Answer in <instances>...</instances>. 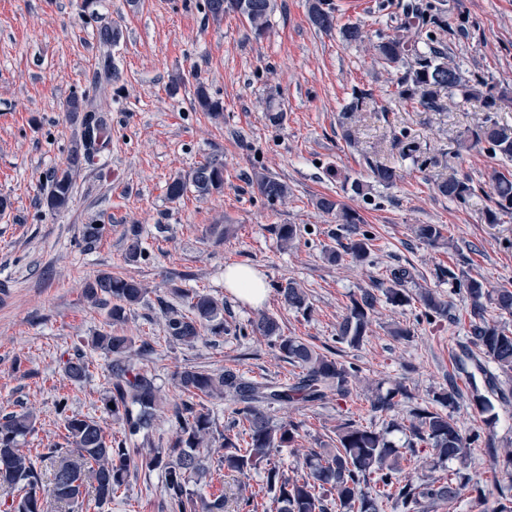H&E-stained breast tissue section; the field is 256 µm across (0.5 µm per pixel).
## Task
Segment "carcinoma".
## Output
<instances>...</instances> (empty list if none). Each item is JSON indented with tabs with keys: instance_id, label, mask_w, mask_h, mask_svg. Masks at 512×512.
Returning a JSON list of instances; mask_svg holds the SVG:
<instances>
[{
	"instance_id": "carcinoma-1",
	"label": "carcinoma",
	"mask_w": 512,
	"mask_h": 512,
	"mask_svg": "<svg viewBox=\"0 0 512 512\" xmlns=\"http://www.w3.org/2000/svg\"><path fill=\"white\" fill-rule=\"evenodd\" d=\"M206 14L219 20L227 13L240 15L257 36L263 35L268 19L275 9V0H205ZM311 25L321 31L336 29L332 12L323 8L322 0H314L308 7ZM405 33L395 34L380 41L375 50L378 57L390 67L407 64L409 56L415 64L406 71L399 84L401 99L417 104L425 110L441 108L439 92L448 91L466 99L482 98L487 109L496 106L497 98L492 89L481 91L485 83L463 78L459 68L448 62L445 49L435 45L430 28L439 26V17L427 12L423 5L411 7L406 13ZM339 35L347 44L363 40V29L357 23L339 28ZM368 94L361 91L353 95L345 106L344 119L353 120L354 113L367 106ZM107 97H91L85 93L71 96L66 102L67 115L79 121L81 134L67 156L65 167L55 168L47 178L44 205L50 212L69 208L74 193L73 175L95 158L112 138ZM194 105L214 116L224 111L222 101L209 95L204 83L196 81ZM491 145L492 151L512 158V130L501 127L491 118L470 132L459 142V148L469 150L482 143ZM374 182L383 187L396 183L394 168L385 165L370 167ZM260 194L270 203L288 197V185L270 175L256 176ZM438 191L454 200H463L472 193L466 178H450L437 184ZM200 196L224 190V160L217 155L199 163L185 175L172 178L166 188L169 198L175 200L188 191ZM493 207L486 212V219L495 223L501 213H512V176L497 173L492 179ZM316 208L332 215L340 230L346 232V242L340 248L326 249L328 260L337 262L348 256L356 263L369 256L368 238L360 236L357 225L362 217L342 200L324 195L317 198ZM274 232L282 249L294 247L299 236L295 224H278ZM417 237L435 245L442 238L437 224H420ZM126 260L136 262L142 256L141 228L132 224L126 232ZM412 278L410 271L399 269L392 273L391 285L384 294L393 304L408 300L403 285ZM285 306L308 312L311 310L308 295L295 280L278 286ZM465 293L470 305L469 346L457 360V374L448 376V386L434 394L432 401L439 408L416 405L409 409L410 440L401 452L385 435L367 426L353 422L343 423L337 429V445L333 451L314 452L309 461L307 475L290 480L279 467L271 465V458L282 448L294 444L298 425L272 418L273 407L291 409L324 402L331 396L345 397L350 393L358 369L335 358L316 351L297 337L280 334L278 320L261 314L252 321V333L271 338L289 363L301 369L296 381L288 383L257 382L246 378L236 368L206 371L185 367L173 374L174 387L184 399L170 405V421L176 435L168 447L152 449L141 454L129 447L132 438L147 430L152 419L166 405V397L156 378L150 372L135 369L130 357L135 340L116 332H100L91 337L92 350L104 356L111 387L101 398L104 409L123 422L125 438L115 439L106 435L93 417L66 414L67 403L57 404L64 415L66 445L49 448L38 455H31L20 448V440L35 427L31 412H11L0 416V485L16 488L21 492L17 505L9 512H49L47 499L51 498L67 506L79 504L83 495L85 472L89 471L95 482L98 506L112 500L126 482L130 468L158 469L164 478V491L178 512H224V495L206 497L200 489L191 487L193 477H202L207 470L205 451L218 442L224 447L221 464L229 471L245 474L265 468L266 494L276 505V512H377V499L386 496L401 505L403 512H424L438 509L458 498L468 487L471 478L461 476L441 480L429 476L416 486L402 475V461L416 453V443H424L441 462L456 460L468 465L471 454L469 438L462 433L444 409L455 404L460 395L457 375L475 379L482 376L486 390L500 401L512 400V389L503 387L499 376L512 377V333L489 322L486 317L487 303H492L500 314L512 316V290L501 288L493 292L484 282L469 279ZM147 288L133 277L100 273L84 288L85 299L93 306L108 307V319L113 325L127 320V311L140 303ZM420 301L429 316L448 318V303L429 289L419 293ZM190 311L185 314L169 305L162 308L165 331L171 343L194 345L200 338L201 328L209 326L214 335L224 333V303L207 293L193 292L188 295ZM376 297L368 290L352 297L347 312L339 323L336 336L341 343L358 347L367 336ZM478 348L499 370L495 374L474 356ZM66 377L76 383L89 376V362L83 351L78 350L65 364ZM409 398L406 387L396 385L384 395L376 396L372 410L388 412L401 400ZM227 399L236 405L237 415L233 426H243L248 436L246 447L241 449L231 436L217 431L215 422L202 400ZM485 453L493 467L509 478V483L499 486L496 506L492 512H512V448L503 450L490 441ZM54 462L52 486L48 491L41 488L40 463Z\"/></svg>"
}]
</instances>
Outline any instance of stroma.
Returning a JSON list of instances; mask_svg holds the SVG:
<instances>
[{
  "label": "stroma",
  "instance_id": "obj_1",
  "mask_svg": "<svg viewBox=\"0 0 512 512\" xmlns=\"http://www.w3.org/2000/svg\"><path fill=\"white\" fill-rule=\"evenodd\" d=\"M405 0H367L351 11L340 0H323L337 25L361 24L366 40L348 45L324 34L308 20V0H277L270 29L255 37L246 21L228 14L207 17L203 0H0V415L31 410L35 428L21 445L40 450L63 444L57 412L99 419L113 437L123 424L103 410L109 386L104 360L88 355L89 377L65 379L63 366L90 336L108 327L107 310L91 306L83 287L98 273L134 277L148 290L132 307L118 332L145 347L132 363L151 371L167 395L173 374L184 367L239 369L245 377L282 381L293 365L273 341L254 335L259 314L275 316L283 335L296 336L332 353L359 373L347 398L300 408L290 414L300 437L273 462L291 479L303 476L313 451L336 445V428L355 422L383 431L396 447L406 446L409 405L426 404L454 371V358L469 336L468 304L459 280L473 278L488 288L512 289V213L494 224L493 171L512 172V161L489 144L458 152L457 144L487 116L482 100L440 92L441 110L412 107L398 96L402 69H393L374 46L396 34L405 19ZM445 26L434 28L448 58L468 79L501 90L494 116L512 128V0H427ZM94 14L85 22V14ZM117 25L121 40L112 47L119 73L112 94V139L91 166L75 177L68 210L51 213L42 205L47 173L63 166L80 126L68 119L69 96L92 90L103 49L101 27ZM185 85L170 92L176 74ZM198 74L213 97L224 103L221 121L193 107ZM370 99L352 125L355 145L343 138L342 109L353 90ZM280 103L285 119L271 125L268 100ZM224 159V190L205 198L190 193L172 200L166 184L207 157ZM396 168L391 188L369 195H345V179L368 178L371 165ZM262 172L287 183L290 195L269 203L253 179ZM468 178L475 188L466 200L440 194L438 182ZM345 200L362 217L370 238L365 264L328 262L324 251L336 244V225L319 212L317 197ZM100 220L94 244L82 238L84 224ZM141 227L143 256L125 259L124 232ZM300 229L295 247L282 250L274 225ZM438 224L443 239L430 246L415 229ZM257 269L268 288L265 302H240L224 288L229 265ZM408 269L413 280L407 302L393 305L378 296L367 337L352 347L338 343L336 328L360 290H377L394 270ZM458 281H449L447 270ZM296 280L312 304L310 313L287 308L277 291ZM419 287L448 302L449 318L435 319L415 296ZM224 302L223 335L204 334L194 346L173 345L165 337L160 302L187 310L188 291ZM404 335H395V328ZM403 384L408 404L389 413L371 408L376 395ZM452 410L463 433L474 436L467 472L480 482L487 502L497 491L484 452L487 441L512 448V402L493 401L479 412L466 379ZM222 448H211L206 463L214 487L224 490V512H242V503L264 487V472L218 478ZM78 512H173L160 471L130 470L127 486L105 508L86 491Z\"/></svg>",
  "mask_w": 512,
  "mask_h": 512
}]
</instances>
